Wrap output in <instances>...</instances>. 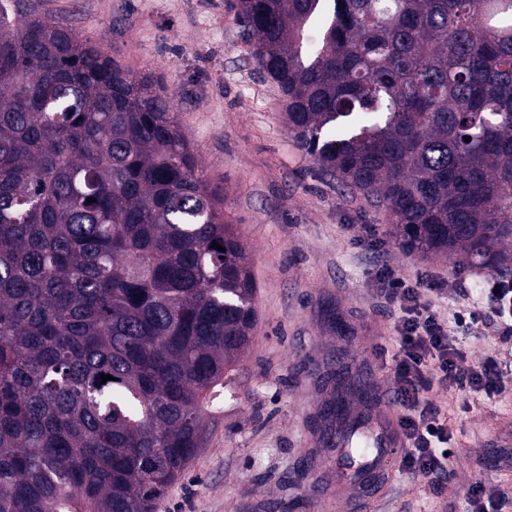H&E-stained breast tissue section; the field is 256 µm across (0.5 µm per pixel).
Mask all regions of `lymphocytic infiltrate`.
<instances>
[{
  "label": "lymphocytic infiltrate",
  "mask_w": 512,
  "mask_h": 512,
  "mask_svg": "<svg viewBox=\"0 0 512 512\" xmlns=\"http://www.w3.org/2000/svg\"><path fill=\"white\" fill-rule=\"evenodd\" d=\"M383 277L399 310L393 323L396 345L388 351L387 363L405 438L401 468L412 477L432 480L447 473L454 443L447 413L435 401V393L464 390L492 399L504 391L495 358L467 364L465 347L450 337L448 323L453 320L471 327L491 322L501 335L511 336L512 283L485 281V307L465 310L450 320L432 299L439 291L438 282L423 278L411 282L391 270L384 271Z\"/></svg>",
  "instance_id": "obj_1"
}]
</instances>
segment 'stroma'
Wrapping results in <instances>:
<instances>
[{
    "instance_id": "1",
    "label": "stroma",
    "mask_w": 512,
    "mask_h": 512,
    "mask_svg": "<svg viewBox=\"0 0 512 512\" xmlns=\"http://www.w3.org/2000/svg\"><path fill=\"white\" fill-rule=\"evenodd\" d=\"M135 74L151 75L171 98L224 216L246 244L257 283V322L236 366L233 397L206 422L207 441L155 512H325L314 495L329 469L314 417L328 393L321 376L337 357L373 377L381 347L394 343L398 307L381 274L445 281V316L479 302L487 270L454 258L402 253L383 209L323 175L288 132L285 103L259 72L234 0H31ZM375 236L366 239L365 225ZM350 327L341 338L323 311ZM468 362L512 352L495 326L456 329ZM505 392L473 401L441 395L455 435L450 475L435 482L394 473L379 512H468L461 489L473 472L512 488V446L478 445L480 427L512 423V375ZM307 471L297 480V471Z\"/></svg>"
}]
</instances>
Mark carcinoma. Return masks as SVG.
Returning <instances> with one entry per match:
<instances>
[{
    "label": "carcinoma",
    "instance_id": "obj_1",
    "mask_svg": "<svg viewBox=\"0 0 512 512\" xmlns=\"http://www.w3.org/2000/svg\"><path fill=\"white\" fill-rule=\"evenodd\" d=\"M233 8L323 174L402 249L512 277V0ZM256 292L163 90L0 0V512H154L206 444ZM365 425L327 443L348 454Z\"/></svg>",
    "mask_w": 512,
    "mask_h": 512
}]
</instances>
